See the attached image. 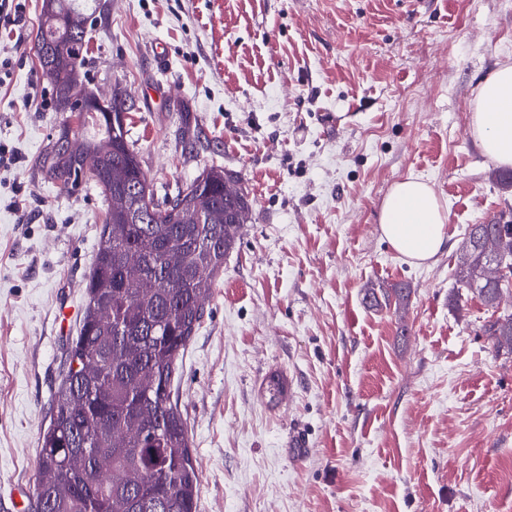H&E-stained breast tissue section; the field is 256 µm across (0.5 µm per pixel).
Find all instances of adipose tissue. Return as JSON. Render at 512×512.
<instances>
[{"label": "adipose tissue", "mask_w": 512, "mask_h": 512, "mask_svg": "<svg viewBox=\"0 0 512 512\" xmlns=\"http://www.w3.org/2000/svg\"><path fill=\"white\" fill-rule=\"evenodd\" d=\"M470 125L482 152L496 165L512 168V65L500 67L480 85ZM447 222L448 212L432 186L411 174L385 198L379 229L406 262L424 266L444 247Z\"/></svg>", "instance_id": "ef3b65f1"}]
</instances>
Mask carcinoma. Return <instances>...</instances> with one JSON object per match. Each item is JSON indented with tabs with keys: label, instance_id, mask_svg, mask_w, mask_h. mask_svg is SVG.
Here are the masks:
<instances>
[{
	"label": "carcinoma",
	"instance_id": "cac0c4a2",
	"mask_svg": "<svg viewBox=\"0 0 512 512\" xmlns=\"http://www.w3.org/2000/svg\"><path fill=\"white\" fill-rule=\"evenodd\" d=\"M95 13L87 0H46L36 57L53 43L83 69ZM110 108L81 113L79 127L92 132H72L65 151L47 148L38 161L68 191L95 184L106 209L79 334L40 442L33 512H197L199 474L174 376L252 202L237 173L214 165L158 196L129 137L126 99L113 94ZM137 187L156 199L154 216L134 217ZM456 276L494 312L481 330L512 353V312L498 313L512 287V226L496 216L470 225ZM408 294L404 284L371 287L364 299L378 309Z\"/></svg>",
	"mask_w": 512,
	"mask_h": 512
}]
</instances>
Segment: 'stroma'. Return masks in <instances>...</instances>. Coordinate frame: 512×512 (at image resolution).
Masks as SVG:
<instances>
[{
  "label": "stroma",
  "instance_id": "35a3bbf8",
  "mask_svg": "<svg viewBox=\"0 0 512 512\" xmlns=\"http://www.w3.org/2000/svg\"><path fill=\"white\" fill-rule=\"evenodd\" d=\"M99 2L82 75L127 95L148 177L220 165L253 201L174 382L197 512H512V355L455 276L469 225L512 221V188L470 130L478 87L512 64V0ZM42 3L0 29L14 47L0 77V512H32L105 212L97 188L36 167L65 120L33 49ZM411 173L448 210L446 244L420 267L378 224ZM399 283L405 308L365 303Z\"/></svg>",
  "mask_w": 512,
  "mask_h": 512
}]
</instances>
